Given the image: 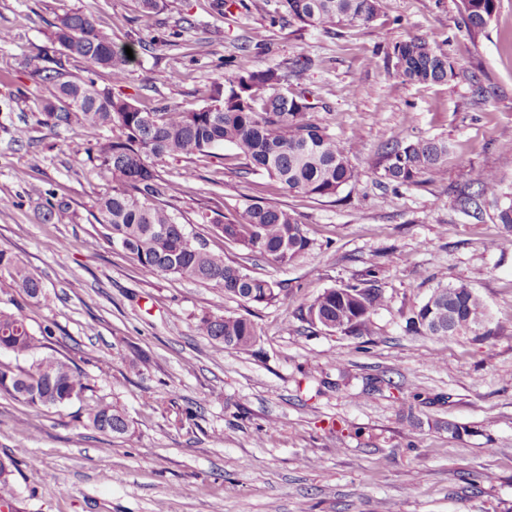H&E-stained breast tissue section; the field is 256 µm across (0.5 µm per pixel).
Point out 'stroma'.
I'll return each instance as SVG.
<instances>
[{
	"label": "stroma",
	"instance_id": "35a3bbf8",
	"mask_svg": "<svg viewBox=\"0 0 512 512\" xmlns=\"http://www.w3.org/2000/svg\"><path fill=\"white\" fill-rule=\"evenodd\" d=\"M0 0V248L38 276L46 296L21 301L0 274V307L20 300L52 352L84 373V400L37 409L0 393V457L18 464L7 493L17 512H512V247L487 208L464 215L461 191L493 171L512 194V0L470 36L460 0H379L367 22L325 29L288 23L283 0ZM67 12L111 28L130 47V76L113 84L81 59L66 69L145 107L195 109L251 56L306 92L312 119L347 150L355 183L330 197L289 193L232 144L154 165L176 190L168 203L190 236L249 273L280 282L268 305L206 283L144 271L113 245L98 200L112 184L76 146L105 131L40 124L45 92L32 72L61 59L52 25ZM413 37L445 52L455 75L421 85L394 48ZM447 141L439 181L396 187L380 176L386 145ZM68 210L43 221L44 198ZM296 214L313 248L293 264L224 240L211 224L254 202ZM60 239L64 249L48 250ZM376 267L386 304L369 336L330 333L300 318L321 292ZM463 283L486 300L489 336L438 340L405 330L438 286ZM205 312L256 326L247 352L196 332ZM142 356V373L130 371ZM342 357L344 371L333 359ZM104 400L132 422L126 436L85 425ZM465 426L454 437L447 423ZM37 481H29L30 470Z\"/></svg>",
	"mask_w": 512,
	"mask_h": 512
}]
</instances>
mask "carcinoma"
<instances>
[{
    "label": "carcinoma",
    "instance_id": "obj_1",
    "mask_svg": "<svg viewBox=\"0 0 512 512\" xmlns=\"http://www.w3.org/2000/svg\"><path fill=\"white\" fill-rule=\"evenodd\" d=\"M288 20L309 26L335 28L369 21L377 12V0H284ZM497 0H460L462 22L473 36L492 19ZM68 29V45L62 54L106 69L112 82L128 79V56L112 40V31L100 28L84 14L66 13L59 26ZM397 66L409 81L428 85L449 81L454 67L448 56L423 38H411L394 49ZM48 95L38 100L42 123L69 128L75 123L97 129L117 127L122 136L105 138L83 149L98 161L101 175L112 182V193L100 198L98 209L112 231V242L156 275L210 283L224 295L253 304L274 302L279 283L251 275L238 265L208 252L186 232L168 209L165 198L175 186L165 181L149 159L206 155L212 148L230 143L270 178L289 191L307 197H328L354 183L357 170L346 149L325 128L311 119L305 94L284 93L276 70L255 68L244 55L224 83L211 87L208 102L192 110L161 107L145 110L112 95L93 79H83L55 62L32 73ZM449 148L443 140L397 142L385 147L381 176L397 186L418 183L425 176L438 180L447 171ZM497 176L482 174L476 186L462 191L457 203L469 217L480 221L491 204L506 235L501 245L512 246V196L495 193ZM224 239L251 252L288 266L312 248L297 216L266 203L248 205L234 220L216 221ZM7 272L26 299L45 297L42 281L11 252L0 249V273ZM358 284L327 289L315 297L302 319L334 332L369 334L374 314L385 296L375 287V271ZM490 321V311L473 289L464 284L437 287L428 300L412 312L408 331L438 339L479 336ZM198 335L227 349L248 351L257 342L252 321L235 315L205 313L198 317ZM53 332L46 326L32 331L24 317L0 308V351L23 358L25 365L0 362V393L33 408L63 406L81 399L89 390L82 371L68 358L44 352ZM87 426L106 434L127 435L132 423L110 403L98 402L86 412Z\"/></svg>",
    "mask_w": 512,
    "mask_h": 512
}]
</instances>
